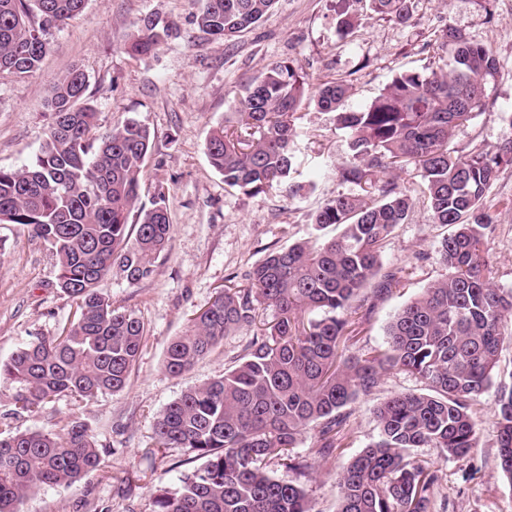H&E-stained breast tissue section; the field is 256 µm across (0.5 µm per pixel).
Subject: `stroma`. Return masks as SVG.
Wrapping results in <instances>:
<instances>
[{"instance_id":"obj_1","label":"stroma","mask_w":512,"mask_h":512,"mask_svg":"<svg viewBox=\"0 0 512 512\" xmlns=\"http://www.w3.org/2000/svg\"><path fill=\"white\" fill-rule=\"evenodd\" d=\"M196 11V0H88L83 12L50 32L38 70L23 78L0 76V167L35 160L45 139L52 89L77 67L88 79L98 132L130 117L149 128L153 144L144 162L140 200L147 205L157 190L168 192L173 224L168 254L149 279L131 284L112 273L98 284L113 303L133 311L147 326L122 392L90 401L63 397L30 414L0 388V430L53 431L66 419H76L88 425L103 456L100 470L81 482L31 492L22 512H154V490L176 487L191 458L187 449L159 447L156 415L191 386L222 376L275 312L260 311L255 325L225 337L179 376L162 367L168 342L184 332L192 315L205 309L219 288L246 285L252 267L270 251L338 235L336 226L319 229L310 222L320 202L344 189L336 163L349 153L348 136L337 129L332 114L305 106L296 114L292 180L302 187L296 198L282 188L244 195L225 186L208 162V130L233 110L240 85L265 66L292 62L314 89L328 81L345 82L352 88L345 107L355 111L401 72L446 68L448 52L440 36L452 25L492 47L499 61L484 110L456 130L453 147L465 152L512 140V0H412L404 22L370 14L364 0H276L258 24L225 41L198 30ZM342 14L355 19L353 33L338 27ZM148 15L174 19L181 34L154 54L130 56L125 46ZM398 181L416 204L408 223L387 238L382 260L387 266L414 261L418 267L389 296L358 314L360 347L379 351L386 348L391 315L439 278L438 249L448 233L421 202L415 172L400 174ZM487 204L495 224L488 258L493 282L512 288V165L503 167ZM419 253L424 256L420 262L415 259ZM56 275L42 239L26 227L0 224V361L31 335H58L72 320L76 305L60 290ZM423 389L414 375L386 371L374 401L353 403L341 448L322 455L314 434L303 437L296 452L308 457L311 468L300 483L313 512H337V472L378 434L375 401ZM494 399L491 389L480 398L481 435L467 455L415 449V457L429 463L438 476L432 512H512V483L499 466Z\"/></svg>"}]
</instances>
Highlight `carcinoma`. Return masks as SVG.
I'll list each match as a JSON object with an SVG mask.
<instances>
[{
  "label": "carcinoma",
  "mask_w": 512,
  "mask_h": 512,
  "mask_svg": "<svg viewBox=\"0 0 512 512\" xmlns=\"http://www.w3.org/2000/svg\"><path fill=\"white\" fill-rule=\"evenodd\" d=\"M87 0H0V73L24 77L40 66L46 35L85 8ZM194 23L229 40L259 23L276 0H200ZM372 13L405 21L410 0H368ZM177 35L172 21L139 23L127 46L148 55ZM450 62L441 72L394 77L358 111L343 110L351 88L329 81L311 95L301 69L288 61L266 67L236 93L234 110L206 136L210 165L224 184L256 196L288 187L294 172L295 114L303 104L336 113L349 155L336 178L356 188L325 199L317 227H342L329 240L270 252L244 288H221L210 305L166 346L164 369L180 375L262 307L275 311L224 375L188 389L155 418L161 446L186 448L202 461L184 471L179 488L153 492L155 512H312L303 488L266 469L276 457L298 475L311 468L295 456L302 435L316 431L331 452L350 423V405L372 399L382 373L419 378L422 393H399L373 408L377 437L336 474L337 512H431L437 476L414 448L464 456L477 447L474 406L491 386L500 348L512 341V289L492 282L486 262L494 224L485 208L512 141L461 153L455 131L485 108L498 59L450 25L442 30ZM46 139L36 160L0 167V223L30 229L48 244L57 285L76 304L56 336H33L4 362L0 381L13 403L33 413L59 396L93 400L124 390L145 323L97 288L118 270L130 283L149 278L171 239L168 195L140 203L151 133L129 118L95 139L96 112L86 75L73 69L54 85ZM412 170L433 221L449 228L440 242L444 273L391 318L383 353L356 347L358 311L398 285L407 266L383 265L382 248L408 221L414 200L391 177ZM138 221L129 223L131 213ZM370 294L363 295L364 291ZM500 467L512 485V382L495 394ZM94 436L72 420L59 431L0 430V512H21L41 485L70 486L98 469Z\"/></svg>",
  "instance_id": "1"
}]
</instances>
